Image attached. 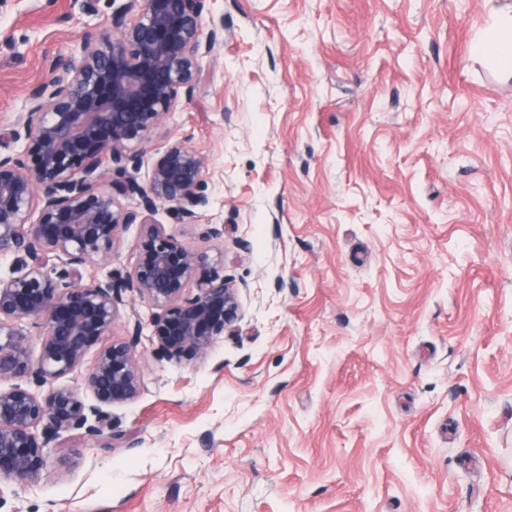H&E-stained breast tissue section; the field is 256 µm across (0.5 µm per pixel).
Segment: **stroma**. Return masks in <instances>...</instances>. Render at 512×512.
I'll return each mask as SVG.
<instances>
[{"label":"stroma","instance_id":"obj_1","mask_svg":"<svg viewBox=\"0 0 512 512\" xmlns=\"http://www.w3.org/2000/svg\"><path fill=\"white\" fill-rule=\"evenodd\" d=\"M112 0H0V156ZM198 87L126 154L204 159L192 224L241 316L50 451L0 512H512V75L485 0H204ZM223 240L204 238L206 225Z\"/></svg>","mask_w":512,"mask_h":512}]
</instances>
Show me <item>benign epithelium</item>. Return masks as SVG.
<instances>
[{"label":"benign epithelium","instance_id":"1","mask_svg":"<svg viewBox=\"0 0 512 512\" xmlns=\"http://www.w3.org/2000/svg\"><path fill=\"white\" fill-rule=\"evenodd\" d=\"M202 2L126 0L112 12L120 36L103 48L88 38L80 61H56L9 133L26 150L0 157V255L12 257L9 277H0V482H34L64 433L112 437L102 405L130 401L143 386L139 321L130 340L100 350L82 389L55 381L108 335L124 294L151 303L152 335L170 361L204 356L239 318L224 275L198 278L207 257L154 222L164 206L190 223L197 218L206 198L196 149L184 140L169 145L142 185L130 177L97 186L103 163L128 160V145L145 140L180 93L194 94L199 61L218 38L214 30L202 38ZM129 194L136 207H120L117 197ZM132 224L141 227L136 263L85 281L90 265L112 261L119 231ZM25 320L42 329L36 359Z\"/></svg>","mask_w":512,"mask_h":512}]
</instances>
